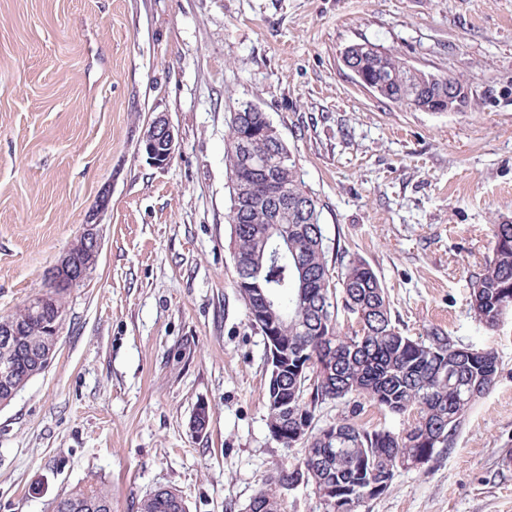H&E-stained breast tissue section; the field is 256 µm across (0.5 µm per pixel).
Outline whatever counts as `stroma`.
<instances>
[{"mask_svg":"<svg viewBox=\"0 0 512 512\" xmlns=\"http://www.w3.org/2000/svg\"><path fill=\"white\" fill-rule=\"evenodd\" d=\"M364 42L462 78L467 107L361 88L341 55ZM245 101L295 156L328 260L367 263L405 334L499 356L454 445L358 512H512V312L491 331L469 306L512 221V0H0V316L102 227L51 367L0 409V512L97 481L112 512L159 487L243 512L301 459L269 435L264 340L233 284L224 140ZM159 116L178 137L162 168L138 149Z\"/></svg>","mask_w":512,"mask_h":512,"instance_id":"obj_1","label":"stroma"}]
</instances>
